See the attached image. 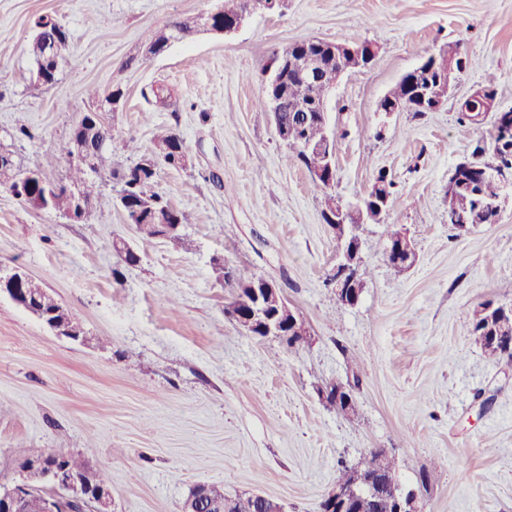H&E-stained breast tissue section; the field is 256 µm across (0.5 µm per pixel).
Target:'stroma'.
<instances>
[{
  "label": "stroma",
  "instance_id": "35a3bbf8",
  "mask_svg": "<svg viewBox=\"0 0 512 512\" xmlns=\"http://www.w3.org/2000/svg\"><path fill=\"white\" fill-rule=\"evenodd\" d=\"M219 4L0 0V149L22 168H43L69 141L93 106L87 87L115 82L125 92L112 115L126 142L120 165L148 154L159 126L190 155L184 167L159 164L151 184L188 215L181 244L140 239L106 171L86 224L0 187V267L40 283L90 338L54 335L0 296V483L19 481L29 449L51 448L108 474L114 512H181L199 484L320 512L339 462L386 448L422 512H512V374L470 334L479 305L512 303V196L495 223L461 232L448 222V181L493 127L461 119L458 102L489 86L512 108V0H288L231 35L198 34L145 57L151 30ZM42 15L71 39L56 83L37 88L28 47ZM312 37L378 49L328 96L327 188L258 104L274 54ZM450 43L474 64L437 111L378 112L403 75ZM157 83L174 90L177 111L150 110L142 91ZM43 170L60 183L68 163ZM381 170L395 194L381 223L357 231L363 288L345 305L330 283L337 241L324 197L354 202ZM389 224L417 253L399 277L382 247ZM117 240L137 265L121 260ZM216 260L275 281L307 339L246 335L224 313L232 290L212 276ZM333 383L351 390L356 417L326 406Z\"/></svg>",
  "mask_w": 512,
  "mask_h": 512
}]
</instances>
